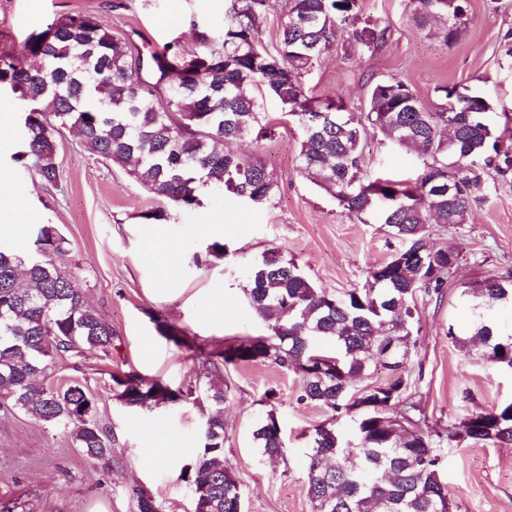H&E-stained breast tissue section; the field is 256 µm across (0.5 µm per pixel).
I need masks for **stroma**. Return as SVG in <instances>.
Returning a JSON list of instances; mask_svg holds the SVG:
<instances>
[{
  "instance_id": "35a3bbf8",
  "label": "stroma",
  "mask_w": 512,
  "mask_h": 512,
  "mask_svg": "<svg viewBox=\"0 0 512 512\" xmlns=\"http://www.w3.org/2000/svg\"><path fill=\"white\" fill-rule=\"evenodd\" d=\"M227 0H0V53L28 56L32 34L70 15L97 17L112 34L128 36L149 53L171 41L190 53L191 21L221 28ZM366 15L388 26L375 54L354 51L338 39L304 78L315 95L343 99L364 111L371 86L394 77L423 102L439 85H467L492 104L498 131L512 135V69L503 67V36L512 30V0H470L466 32L450 46L418 28L407 0H362ZM299 130L289 125L275 140L231 143L230 151L254 155L273 170L280 191L269 205L246 208L222 192L206 191L201 208L168 207V220L147 224L155 202L124 170L85 153L76 132L56 138L60 176L43 184L33 168L13 159L23 150L19 112L0 115V176L24 188L19 211L0 223V242L26 247L38 224L65 236V263L86 302L112 324L109 352L87 350L55 361L52 379L77 378L94 393L101 424L112 440V462L91 459L61 429L31 416L0 412V504L14 512H90L98 502L110 512H136L130 490L139 487L163 512H194L195 487L183 477L200 451L201 427L211 406L201 395L223 384L224 462L240 482L243 512H313L305 494L304 454L315 426L330 417L300 401V378L269 362L212 370L207 351L268 335L267 323L248 306L243 290L253 259L273 250L294 260L322 287L360 288L369 270L397 247L382 224H365L298 170ZM421 160L369 136L367 177L414 179ZM486 202L462 230L433 226L435 245L455 247L459 262L441 294L417 296L416 345L404 364L419 406L415 421L431 433L466 416L512 402V371H490L477 346L449 339V326L465 322L459 304L464 286L512 271V173L491 175ZM225 241L228 252L209 266L191 257L202 242ZM173 247L169 261L157 253ZM161 316L186 338L178 345L160 336ZM134 372L192 389L198 402L136 410L116 397L115 377ZM275 411L283 441L276 461L261 458L251 440L254 422ZM442 479L453 512H512V444L443 447Z\"/></svg>"
}]
</instances>
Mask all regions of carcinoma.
Returning a JSON list of instances; mask_svg holds the SVG:
<instances>
[{"label": "carcinoma", "mask_w": 512, "mask_h": 512, "mask_svg": "<svg viewBox=\"0 0 512 512\" xmlns=\"http://www.w3.org/2000/svg\"><path fill=\"white\" fill-rule=\"evenodd\" d=\"M414 24L446 45L467 27L470 0H408ZM269 0H230L222 28L191 22L198 46L184 53L169 44L143 55L134 42L112 35L96 17L75 14L32 37L29 59L0 53V88L20 93L27 155L46 184L58 179L55 135L75 128L81 146L128 173L152 196L183 211L201 206L208 189L229 193L247 207L272 202L279 182L255 156L224 151L226 141H272L279 123L263 112L272 96L300 131L299 172L330 194L338 206L368 223L376 218L401 247L369 271L362 288L336 293L317 285L292 260L265 252L249 270L245 289L269 335L231 344L216 353L226 365L263 359L300 376V400L332 412L314 428L306 452L305 493L314 512H448L453 503L441 480V443L450 446L512 444V403L431 435L400 411L408 390L403 365L416 341L418 293L439 294L457 261L451 246L429 243V225L454 230L467 224L486 200L485 177L512 171V141L497 134L492 107L466 86L435 88L424 104L395 78L375 82L366 111L341 99L315 97L303 82L320 58L346 35L356 50L373 54L388 28L364 15L361 0H285L275 42L262 41L258 20ZM415 149L422 171L412 182L366 177L364 141ZM66 238L52 224H38L30 250L0 245V408L65 430L90 458L112 461V444L97 419L92 392L82 381L56 385L53 359L86 349L108 352L112 324L85 303L76 277L66 270ZM215 239L193 254L196 266L226 254ZM472 310L470 341L491 366L512 368V333L498 312L512 304V274L488 277L465 288ZM159 335L181 343L177 328L154 316ZM396 357L378 359L382 344ZM392 380L358 395L353 380L377 364ZM116 397L150 410L178 405L193 393L128 373L113 377ZM215 411L206 419L203 450L191 470L196 505L205 512H242V492L224 466V387L211 385ZM354 423L352 435L335 419ZM261 457L282 456L277 415L270 410L252 431ZM137 512H162L148 492L132 491Z\"/></svg>", "instance_id": "1"}]
</instances>
